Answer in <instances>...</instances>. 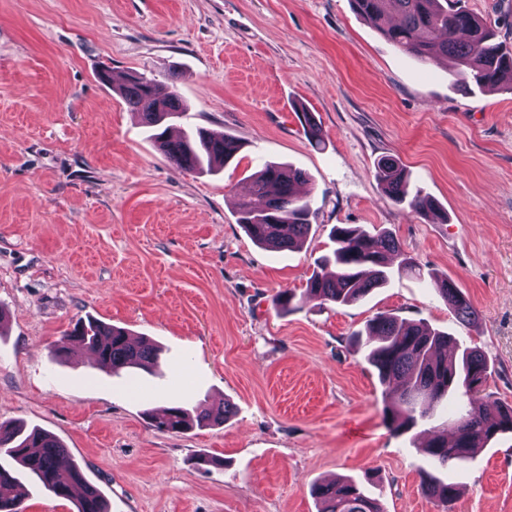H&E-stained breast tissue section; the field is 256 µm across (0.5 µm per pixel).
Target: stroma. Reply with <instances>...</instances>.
I'll list each match as a JSON object with an SVG mask.
<instances>
[{"instance_id": "1", "label": "stroma", "mask_w": 512, "mask_h": 512, "mask_svg": "<svg viewBox=\"0 0 512 512\" xmlns=\"http://www.w3.org/2000/svg\"><path fill=\"white\" fill-rule=\"evenodd\" d=\"M464 4L512 44V0ZM105 70L177 90L187 115L171 134L201 127L241 150L177 167ZM384 156L447 220L389 199ZM267 163L308 175L302 250L261 248L237 222ZM342 224L389 230L423 277L277 313L273 296L303 292ZM0 308V423L55 434L111 512H318L312 485L344 476L369 479L387 512H438L420 491L429 460L386 424L354 334L379 313L446 332L481 348L487 392L512 405V90L463 91L450 61L397 51L350 0H0ZM89 317L161 345L159 373L132 391L79 348L56 359ZM199 401L234 413L184 435L142 416ZM200 454L214 465L197 468ZM451 479L453 512H512V433ZM435 284L441 296L447 301L460 321L470 324L477 320V310L454 281L446 277L441 280L437 279Z\"/></svg>"}]
</instances>
